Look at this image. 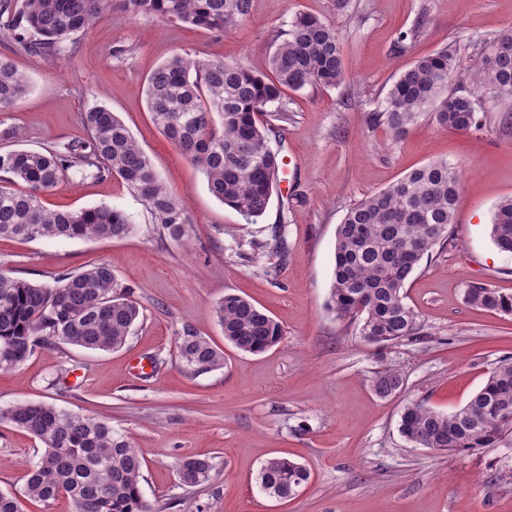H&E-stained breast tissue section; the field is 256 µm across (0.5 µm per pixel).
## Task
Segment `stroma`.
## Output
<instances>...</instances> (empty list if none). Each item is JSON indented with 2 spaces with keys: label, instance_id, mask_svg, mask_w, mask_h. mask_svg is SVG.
<instances>
[{
  "label": "stroma",
  "instance_id": "35a3bbf8",
  "mask_svg": "<svg viewBox=\"0 0 512 512\" xmlns=\"http://www.w3.org/2000/svg\"><path fill=\"white\" fill-rule=\"evenodd\" d=\"M300 12L339 29L345 76L334 88L285 91L287 120L268 119L284 166L266 214L249 224L209 193L201 172L153 124L146 80L184 53L268 73L278 35ZM509 28L512 0H351L342 12L334 0H252L250 19L224 33L135 16L116 2L54 60L0 37V57L30 84L0 112V152L86 140L82 112L107 106L194 221L189 243L170 240L144 200L114 177L72 175L47 193L52 210L122 209L133 229L121 239H0V268L49 282L104 261L132 287L141 315L119 350L59 344L0 372V408L48 402L109 419L138 448L142 494L160 512H512V482L498 476L512 468V434L495 448L439 452L412 447L399 431L407 401L454 412L512 356V315L490 313L466 295L476 284L512 294V252L489 235L495 204L512 196V125L501 121L507 105L471 86L486 104L487 128L469 134L426 117L396 138L371 119L416 58L458 42L464 74ZM437 159L473 176L462 185L447 244L420 263L407 287L423 334L367 343L327 307L336 228L358 201ZM280 233L288 242L282 255ZM257 242L266 254L255 262ZM228 292L275 318L283 341L262 354L225 345L214 304ZM187 326L223 347V367L183 370L176 341ZM384 367L403 386L381 398L372 380ZM39 448L0 423V492L21 491ZM194 455L212 457L214 469L207 482L186 488L177 466ZM274 456L310 472L293 499L273 500L257 483Z\"/></svg>",
  "mask_w": 512,
  "mask_h": 512
}]
</instances>
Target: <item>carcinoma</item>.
Here are the masks:
<instances>
[{"label": "carcinoma", "instance_id": "cac0c4a2", "mask_svg": "<svg viewBox=\"0 0 512 512\" xmlns=\"http://www.w3.org/2000/svg\"><path fill=\"white\" fill-rule=\"evenodd\" d=\"M113 0H11L0 4L7 15L0 34L36 57L62 53L65 42L91 28ZM126 11L157 16L182 25L223 33L251 17L252 0H122ZM342 36L311 14L290 22L286 37L270 58V74L258 75L238 61H200L175 55L147 78L146 96L153 122L204 175L209 192L255 223L268 209L282 160L271 146L267 109L277 119L283 89L334 88L344 79ZM457 45L415 60L389 88L384 108L372 120L396 137L423 116L437 126L468 134L484 127L480 102L452 82ZM465 79L512 100V30L488 44L480 65ZM26 76L0 58V112L27 93ZM88 140L43 151L0 153V238L119 239L132 229L121 209L92 206L51 211L42 197L68 173L81 178L118 177L147 204L165 236L186 243L194 221L170 193L138 147L128 127L106 106L82 116ZM461 193L456 168L434 160L387 188L371 194L343 217L336 229L329 309L338 319L358 322V334L378 345L421 334L405 288L423 259L448 241ZM490 237L512 251V198L495 206ZM467 299L496 314L512 315V295L471 285ZM224 342L239 351L262 353L279 344L281 325L246 297L228 293L214 307ZM140 317L133 291L121 284L106 262L66 273L51 283L30 282L0 269V370L24 363L37 349L61 343L90 351L123 347ZM178 357L186 372L200 374L224 365V350L195 329L178 336ZM402 378L385 369L375 374L380 397L401 389ZM0 422L39 441L44 451L28 469L23 497L45 506L61 497L73 512H158L142 495V459L132 442L106 418L71 412L49 403H25L0 410ZM399 430L415 448L464 451L494 448L512 432V358L490 371L484 385L453 413L421 401L407 402ZM209 457L184 458L178 472L188 488L206 482ZM305 465L288 458L262 464L258 484L284 498L306 485Z\"/></svg>", "mask_w": 512, "mask_h": 512}]
</instances>
